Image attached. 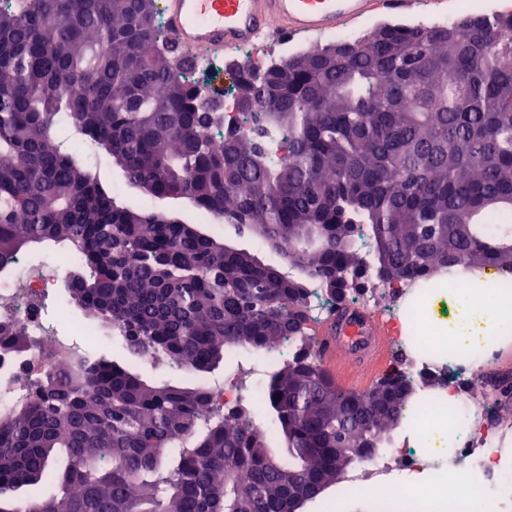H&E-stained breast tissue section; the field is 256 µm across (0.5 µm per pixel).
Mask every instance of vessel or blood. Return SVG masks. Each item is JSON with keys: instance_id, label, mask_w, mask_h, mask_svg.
Here are the masks:
<instances>
[{"instance_id": "1", "label": "vessel or blood", "mask_w": 512, "mask_h": 512, "mask_svg": "<svg viewBox=\"0 0 512 512\" xmlns=\"http://www.w3.org/2000/svg\"><path fill=\"white\" fill-rule=\"evenodd\" d=\"M416 0H161L165 24L177 49L202 60L224 51L254 46L273 36H318L336 32L379 10H410ZM331 378L361 388L378 376L391 347L376 315L342 309L317 332ZM361 353L363 366L349 371L339 352Z\"/></svg>"}]
</instances>
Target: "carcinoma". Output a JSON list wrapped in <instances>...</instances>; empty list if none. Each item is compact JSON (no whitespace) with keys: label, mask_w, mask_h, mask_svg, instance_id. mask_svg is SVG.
<instances>
[{"label":"carcinoma","mask_w":512,"mask_h":512,"mask_svg":"<svg viewBox=\"0 0 512 512\" xmlns=\"http://www.w3.org/2000/svg\"><path fill=\"white\" fill-rule=\"evenodd\" d=\"M151 14L156 0H0V274L31 244H68L70 299L125 353L26 380L0 417V512H297L366 459L351 448L380 453L417 394L400 360L366 397L331 382L307 283L346 308L374 279L512 273V16L383 26L242 69L248 133L206 111ZM100 153L120 182L100 181ZM130 187L256 233L288 271L130 205ZM0 336L1 370L40 345L20 321ZM287 338L259 409L135 369L165 356L197 377ZM46 483L55 495L20 506Z\"/></svg>","instance_id":"1"}]
</instances>
